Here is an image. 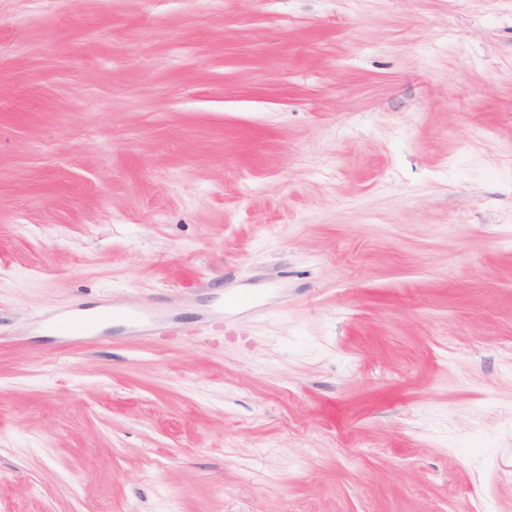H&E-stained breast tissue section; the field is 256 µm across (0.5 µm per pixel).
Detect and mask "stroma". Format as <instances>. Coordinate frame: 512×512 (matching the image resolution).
<instances>
[{"label": "stroma", "mask_w": 512, "mask_h": 512, "mask_svg": "<svg viewBox=\"0 0 512 512\" xmlns=\"http://www.w3.org/2000/svg\"><path fill=\"white\" fill-rule=\"evenodd\" d=\"M476 499L512 512V0H0V512Z\"/></svg>", "instance_id": "35a3bbf8"}]
</instances>
